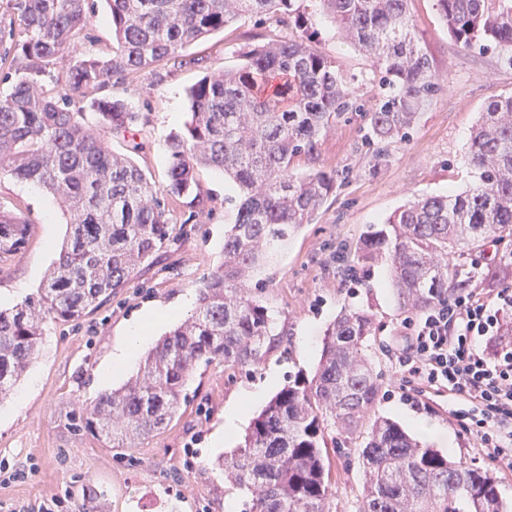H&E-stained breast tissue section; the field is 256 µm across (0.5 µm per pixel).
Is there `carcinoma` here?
Listing matches in <instances>:
<instances>
[{"label":"carcinoma","mask_w":512,"mask_h":512,"mask_svg":"<svg viewBox=\"0 0 512 512\" xmlns=\"http://www.w3.org/2000/svg\"><path fill=\"white\" fill-rule=\"evenodd\" d=\"M20 21L11 63L20 73L0 98V173L40 186L69 214L68 234L42 287L0 310V394L24 375L49 320L76 321L116 293L170 241L166 198L198 190L196 172L220 171L235 184V222L224 229V260L204 283L193 316L161 336L122 387L67 415L72 432H93L114 448H134L179 410L197 365L220 358L252 366L271 344L267 306L252 292L255 272L288 238L312 224L341 186L336 170L294 171L319 157L320 138L352 113L363 114L379 158L409 140L420 112L440 92L414 36L409 0H308L374 65L380 92L368 105L354 77L306 35L298 0H105L112 54L74 60L52 92L44 78L89 24L95 0H9ZM449 35L467 51L493 53L512 67V0H435ZM283 10L299 34L242 54L237 68L202 77L190 115L168 140L164 189L134 160L112 151L106 134H124L137 113L112 83L180 55L245 18ZM96 123L85 121V109ZM474 184L418 198L356 246L360 264L387 261L400 311H421L470 291L487 273L447 264L460 246L481 250L512 240V94L491 100L472 127ZM28 225L0 213V253L24 243ZM375 315L344 308L329 324L312 379L284 386L253 419L219 467L246 490L242 512H332L328 429L364 431L359 512H507L493 474L424 448L396 421L375 414L379 374L365 353Z\"/></svg>","instance_id":"cac0c4a2"}]
</instances>
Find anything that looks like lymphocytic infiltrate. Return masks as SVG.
<instances>
[{
    "label": "lymphocytic infiltrate",
    "instance_id": "f902f5d3",
    "mask_svg": "<svg viewBox=\"0 0 512 512\" xmlns=\"http://www.w3.org/2000/svg\"><path fill=\"white\" fill-rule=\"evenodd\" d=\"M400 333L393 359L401 398L460 397L452 417L477 448L512 468V285L436 302L406 318Z\"/></svg>",
    "mask_w": 512,
    "mask_h": 512
}]
</instances>
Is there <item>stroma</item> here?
Listing matches in <instances>:
<instances>
[{
    "label": "stroma",
    "mask_w": 512,
    "mask_h": 512,
    "mask_svg": "<svg viewBox=\"0 0 512 512\" xmlns=\"http://www.w3.org/2000/svg\"><path fill=\"white\" fill-rule=\"evenodd\" d=\"M79 37V56H103L112 50V26L104 0ZM419 46L442 86L421 114L408 141L393 144L384 160H376L364 140L365 123L352 116L322 137L320 164L343 172L345 180L314 224L290 238L259 273V290L274 332H290L259 365L241 370L223 361L199 365L186 385L187 398L171 422L136 448H112L97 434L73 433L66 415L107 390L119 388L127 372L107 375L112 352L129 321L157 311L153 336L168 331L175 320L166 307L196 305L204 282L224 257V227L233 223L235 186L220 172H197L201 203L190 198L169 201L173 239L150 266L124 288L80 320L51 322L45 328L37 359L13 394L0 401V459L34 463L35 475L24 483H0V507L37 504L72 485L76 504L89 487L104 491L105 512H241L246 494L226 483L214 461L232 455L242 442L249 420H242L226 443L214 444L224 427V412L247 392L269 401L288 380L312 377L320 358L324 331L341 308L372 305L374 336L367 350L381 373L376 413L402 426L411 419L428 422L434 435L422 443L453 459L494 473L503 500L512 505V470L501 467L474 447L438 402L413 408L391 396L395 368L389 355L405 318L398 310L387 268L378 263L358 267L354 248L371 224L381 223L396 208L426 195L460 191L474 182L467 165L470 130L492 99L512 93V67L496 55L460 48L450 37L434 0H411ZM307 31L316 47L355 75L361 97L377 93L372 62L346 43L331 20L308 15ZM294 20L277 14L257 23L246 18L224 32L207 37L174 62H164L115 83L113 95L128 103L140 118L131 130L110 138L113 151L131 155L147 178L165 187L170 163L167 138L188 118V89L208 72L237 66L239 54L271 39L297 36ZM0 211L21 217L27 241L0 254V307L21 303L36 291L46 270L57 260L66 235L61 206L45 190L0 174ZM355 269L362 281L348 291L344 279ZM327 448L336 512H358L362 492L361 438L341 430L329 434Z\"/></svg>",
    "instance_id": "stroma-1"
}]
</instances>
